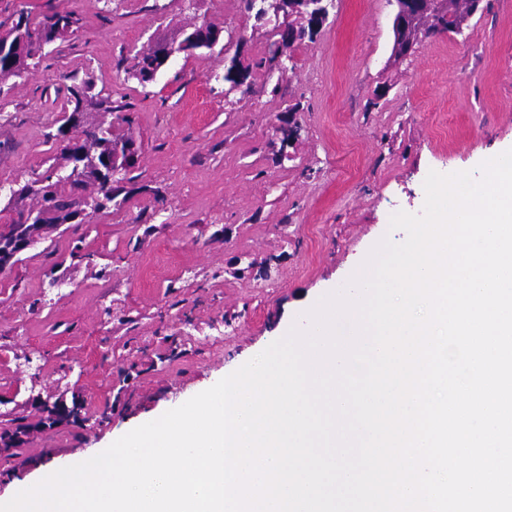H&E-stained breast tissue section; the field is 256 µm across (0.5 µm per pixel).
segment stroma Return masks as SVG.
I'll list each match as a JSON object with an SVG mask.
<instances>
[{
    "mask_svg": "<svg viewBox=\"0 0 512 512\" xmlns=\"http://www.w3.org/2000/svg\"><path fill=\"white\" fill-rule=\"evenodd\" d=\"M73 15L24 78L0 82V207L56 167L68 85L121 104L88 111L133 136L136 166L109 210L41 231L0 271V501L18 480L105 450L210 388L344 287L390 230L421 212L429 171H473L512 148V0H481L462 34L394 60L395 0H332L314 39L267 64L277 36L245 0H0ZM208 25L219 47L173 54L154 81L131 67L154 44ZM248 69L229 91L231 59ZM300 135L285 141L289 122ZM79 401L49 424L42 403Z\"/></svg>",
    "mask_w": 512,
    "mask_h": 512,
    "instance_id": "obj_1",
    "label": "stroma"
}]
</instances>
